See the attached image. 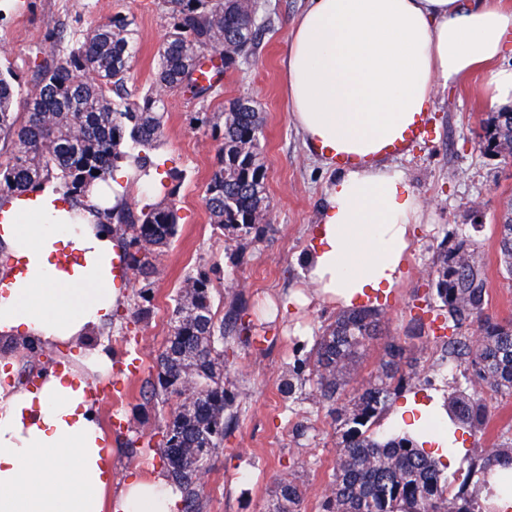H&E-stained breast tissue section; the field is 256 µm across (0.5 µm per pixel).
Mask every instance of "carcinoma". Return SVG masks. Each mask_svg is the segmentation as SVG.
<instances>
[{"label": "carcinoma", "mask_w": 512, "mask_h": 512, "mask_svg": "<svg viewBox=\"0 0 512 512\" xmlns=\"http://www.w3.org/2000/svg\"><path fill=\"white\" fill-rule=\"evenodd\" d=\"M166 4L170 23L155 81L138 98L127 87L138 30L134 18L120 12L93 25L81 39L66 24H54L58 52L38 71L23 100L17 76L0 70V201L26 197L53 183L72 207L87 212L97 233L119 244L121 264L140 284L130 303L137 322L150 319L158 257L178 233L176 197L183 173L170 172L171 184L157 188L161 199L140 208L124 197L109 204L108 180L122 164L139 174L156 166L166 92L180 90L201 100L210 95L213 85L196 77L200 57L216 55L224 70H234L253 54L261 32L255 0ZM188 123L216 144L217 162L204 203L211 224L223 236L234 235L241 254L273 229L263 118L251 101L236 99L217 112H193ZM483 150L494 155L512 151V112H496L487 120ZM498 248L512 276V203L499 224ZM214 272L199 269L184 278L174 298L170 334L147 382L150 398L178 399L158 448L168 477L181 490L183 512H203L204 476L238 413L236 393L224 376L225 352L251 340L239 299L221 318L213 311ZM430 276L444 311L443 328L472 325L479 334L443 341L448 357L468 360L472 379L448 393V423L432 419L424 432L444 431L448 424L479 431L489 416L480 390L512 396V321L484 316L483 264L464 244L440 250ZM383 323L384 312L368 305L336 314L310 351L279 379L278 390L287 399L311 381V396L334 405L336 468L322 493L321 512H497L479 500L466 480L448 490L439 461L419 445L418 437L383 436L377 430L392 399L421 380L407 342L384 334ZM379 339L384 346L377 367L353 399L338 404L365 350ZM497 464L512 465V442L481 449L473 468L482 472ZM303 501L302 486L290 473L277 480L269 512H302Z\"/></svg>", "instance_id": "carcinoma-1"}]
</instances>
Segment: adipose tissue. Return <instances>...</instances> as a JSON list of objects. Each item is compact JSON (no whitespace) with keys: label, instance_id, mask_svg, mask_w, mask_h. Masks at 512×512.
<instances>
[{"label":"adipose tissue","instance_id":"1","mask_svg":"<svg viewBox=\"0 0 512 512\" xmlns=\"http://www.w3.org/2000/svg\"><path fill=\"white\" fill-rule=\"evenodd\" d=\"M512 8L502 0H309L290 34L285 80L313 147L354 156L326 187L302 275L343 308L397 288L423 203L382 149L430 112L437 91L480 74L489 106L512 104ZM54 185L0 209V338L66 345L78 368L39 387L0 385V512H103L112 460L91 396L112 354L95 331L127 287L118 248L72 224ZM166 472L128 480L115 512H178Z\"/></svg>","mask_w":512,"mask_h":512}]
</instances>
